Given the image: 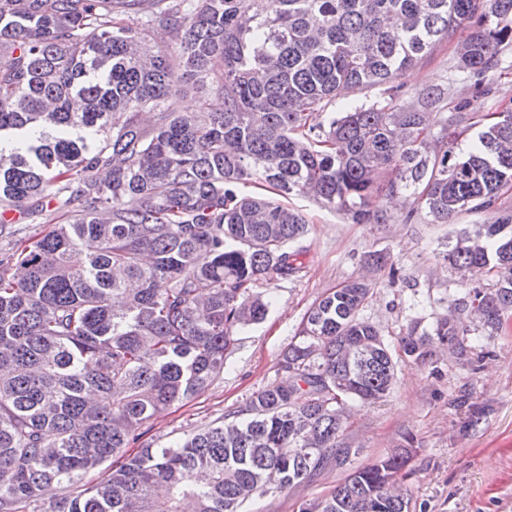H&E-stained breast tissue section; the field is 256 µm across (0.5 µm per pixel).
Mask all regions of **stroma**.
Instances as JSON below:
<instances>
[{"label":"stroma","instance_id":"35a3bbf8","mask_svg":"<svg viewBox=\"0 0 512 512\" xmlns=\"http://www.w3.org/2000/svg\"><path fill=\"white\" fill-rule=\"evenodd\" d=\"M490 94L476 97L474 81L455 66L453 43H442L402 77L405 96L435 86L449 105L467 101L482 114L512 107V50L487 73ZM290 203L306 217L300 271L268 285L266 318L236 330L235 351L223 373L202 391L177 402L147 425L143 444L160 447L239 410L257 390L282 380L279 360L310 309L345 281L366 277L373 290L360 316L375 326L397 362L390 393L349 414L343 444L354 451L346 465H327L288 490L246 503L244 512H300L329 494L353 470L405 447L414 450L405 482L409 512H512V315L501 331L477 330L462 347H433L430 359L413 362L400 350L411 325L432 329L461 293L457 271L444 254L463 233L491 223L494 213H463L450 224L407 221L411 200H384L385 224H355L308 196ZM389 256L392 269L367 265L366 256Z\"/></svg>","mask_w":512,"mask_h":512}]
</instances>
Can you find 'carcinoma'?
<instances>
[{
    "mask_svg": "<svg viewBox=\"0 0 512 512\" xmlns=\"http://www.w3.org/2000/svg\"><path fill=\"white\" fill-rule=\"evenodd\" d=\"M157 25L173 46L150 44ZM453 38L456 67L488 94L485 75L512 46V0H0V140L22 138L0 163V228L15 213L57 219L0 250V512H240L344 464L349 403L383 398L395 378L359 317L363 279L312 308L281 355L284 382L82 485L223 373L237 327L265 318L259 288L305 254L289 197L356 224L386 223L380 201L401 192L410 219L496 210L512 185V108L485 114L463 151L474 114L438 117L448 89L401 100L397 80ZM377 87L381 101L349 100ZM190 92L222 96L224 110L170 108ZM337 100L342 111L325 113ZM257 185L265 193L245 191ZM443 259L466 287L453 309L499 331L512 314V213ZM483 269L496 288L469 287ZM468 332L450 314L411 326L401 351L423 362ZM410 456L351 472L301 512H409L394 475ZM55 484L68 493L47 505Z\"/></svg>",
    "mask_w": 512,
    "mask_h": 512,
    "instance_id": "1",
    "label": "carcinoma"
}]
</instances>
